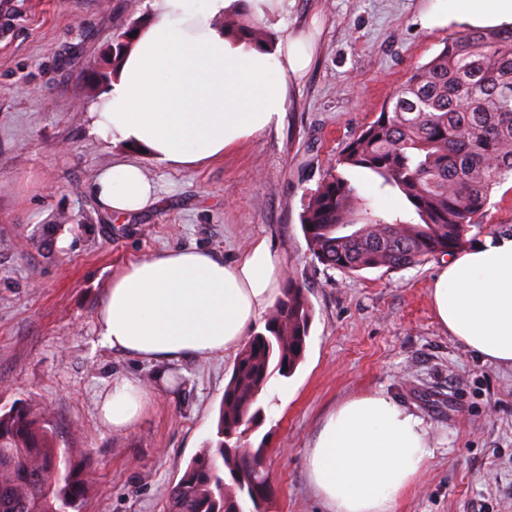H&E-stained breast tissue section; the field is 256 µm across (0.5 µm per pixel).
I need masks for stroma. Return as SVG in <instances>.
Returning <instances> with one entry per match:
<instances>
[{"mask_svg":"<svg viewBox=\"0 0 512 512\" xmlns=\"http://www.w3.org/2000/svg\"><path fill=\"white\" fill-rule=\"evenodd\" d=\"M152 3L0 8V404L45 407L75 462L94 461L82 512H167L169 488L216 438L236 356L173 364L175 385L114 431L98 416L99 393L113 375L150 381L157 368L102 347L96 310L132 262L182 247L229 261L264 236L312 309L304 361L290 378L272 377L251 436L267 443L269 512H324L306 450L331 410L368 391L429 428L433 455L395 512H512V368L482 362L442 328L429 295L440 259L358 277L319 263L300 225L346 144L467 22L425 27L434 0H283L258 19L267 33L302 40L311 63L288 76L282 126L200 167L142 158L158 199L120 220L100 207L92 179L134 152L91 135L87 110L114 34L151 22ZM492 233L512 234L511 179L467 242Z\"/></svg>","mask_w":512,"mask_h":512,"instance_id":"obj_1","label":"stroma"}]
</instances>
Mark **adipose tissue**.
<instances>
[{"label":"adipose tissue","mask_w":512,"mask_h":512,"mask_svg":"<svg viewBox=\"0 0 512 512\" xmlns=\"http://www.w3.org/2000/svg\"><path fill=\"white\" fill-rule=\"evenodd\" d=\"M242 8L241 0H153V21L88 108L91 134L182 168L277 129L288 74L309 56L294 43L261 46L226 30L224 17ZM92 190L115 217L157 200L155 183L133 160L100 169ZM282 279L281 259L264 237L229 263L207 249L152 255L113 276L96 315L100 342L151 363L236 351L275 304ZM430 296L450 336L482 361L512 367V235L458 251L432 279ZM156 392L137 377H115L100 396V417L130 429ZM430 454L423 419L372 391L327 416L306 470L326 512H394Z\"/></svg>","instance_id":"1"}]
</instances>
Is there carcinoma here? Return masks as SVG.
I'll use <instances>...</instances> for the list:
<instances>
[{"label":"carcinoma","mask_w":512,"mask_h":512,"mask_svg":"<svg viewBox=\"0 0 512 512\" xmlns=\"http://www.w3.org/2000/svg\"><path fill=\"white\" fill-rule=\"evenodd\" d=\"M256 43L269 36L242 13L225 19ZM134 23L113 36L103 84L131 43ZM397 191L411 217L377 212L349 175ZM512 175V26L448 38L419 66L376 118L352 138L300 215L309 250L347 274L408 268L462 248L480 227L494 189ZM312 321L304 290L287 283L262 330L237 356L224 388L218 440L202 449L168 492V512H247L268 493L257 464L263 446L247 432L265 416L260 394L273 376L303 361ZM91 466L72 463L49 413L32 404L0 406V512H81Z\"/></svg>","instance_id":"obj_1"}]
</instances>
